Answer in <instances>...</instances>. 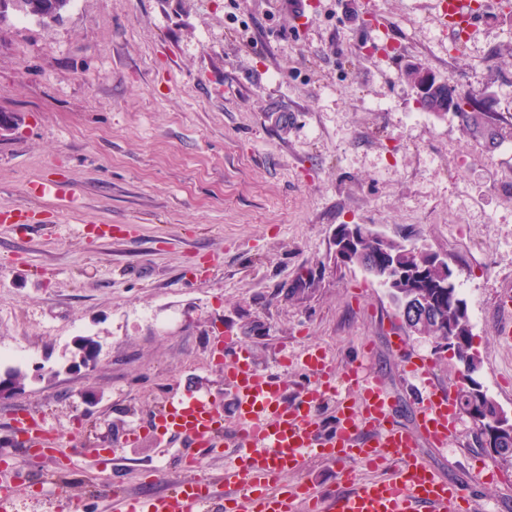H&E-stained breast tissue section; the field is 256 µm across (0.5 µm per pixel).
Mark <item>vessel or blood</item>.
<instances>
[{
	"mask_svg": "<svg viewBox=\"0 0 512 512\" xmlns=\"http://www.w3.org/2000/svg\"><path fill=\"white\" fill-rule=\"evenodd\" d=\"M448 29L474 31L487 12L474 0H446ZM224 385L235 406L236 424L225 429L224 414L214 401L193 398L163 405L155 424L201 448L227 447L233 457L216 479L177 481L164 492L128 497L119 512H200L219 496V489L246 483L243 497L230 512H465L472 491L441 478L420 459L421 443L446 447L457 431L459 408L450 388L433 384L424 359L407 354L405 367L428 384L415 430L397 426L392 403L377 374L353 364L336 373L326 351H308L299 363L306 374L289 388L284 373L260 369L232 335L220 342ZM336 402V424L324 431L320 411ZM13 431L26 448L40 447L47 433L43 418L14 414ZM311 458L329 462L357 461L386 467L384 476L358 480L341 473L335 488L320 491L302 485L284 493L282 475L298 471Z\"/></svg>",
	"mask_w": 512,
	"mask_h": 512,
	"instance_id": "vessel-or-blood-1",
	"label": "vessel or blood"
}]
</instances>
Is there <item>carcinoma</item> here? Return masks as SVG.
<instances>
[{
	"mask_svg": "<svg viewBox=\"0 0 512 512\" xmlns=\"http://www.w3.org/2000/svg\"><path fill=\"white\" fill-rule=\"evenodd\" d=\"M71 0H9L6 9L0 12V21L12 12H20L42 22L56 21L70 5ZM455 116L473 139L480 138L486 127L496 130L505 120L511 119L499 112L479 111V101L468 93L459 94ZM436 253H429L416 246L408 247L393 240H382L380 234L367 227H360L359 238L348 253V263L362 267L371 275H382L385 271L395 275L404 272L407 280L392 290L398 306L412 303L422 297L427 304L428 318L423 329L437 346L448 347V339H455L457 360H470L480 364L477 354L471 352V326L466 300L457 285L448 284V259L441 258L443 266L435 265ZM456 399L460 412L474 424L476 437L482 443H494L501 453L512 457V427L497 428L485 421L489 400L480 398V393L457 387Z\"/></svg>",
	"mask_w": 512,
	"mask_h": 512,
	"instance_id": "1",
	"label": "carcinoma"
}]
</instances>
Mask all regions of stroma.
<instances>
[{
  "instance_id": "35a3bbf8",
  "label": "stroma",
  "mask_w": 512,
  "mask_h": 512,
  "mask_svg": "<svg viewBox=\"0 0 512 512\" xmlns=\"http://www.w3.org/2000/svg\"><path fill=\"white\" fill-rule=\"evenodd\" d=\"M434 0H72L58 22H0V347L33 362L0 397V466L22 465L19 512H114L111 495L220 476L223 449L143 432L165 401L206 396L234 425L211 345L232 331L266 370L319 347L336 372L379 374L413 427L424 393L389 338L456 380L451 352L402 325L388 289L337 266L341 224L450 256L467 302L484 391L512 413V126L495 147L453 114L419 110L405 70L428 68L512 113V17L493 13L449 53ZM56 181L58 200L37 187ZM110 224L111 236L86 232ZM94 340L96 361L81 345ZM33 412L54 448L22 453L9 416ZM460 418L422 460L471 487L469 512H512V461H496ZM140 431L129 442L132 431ZM499 470L476 484L483 465ZM358 463L308 461L280 490L334 484Z\"/></svg>"
}]
</instances>
